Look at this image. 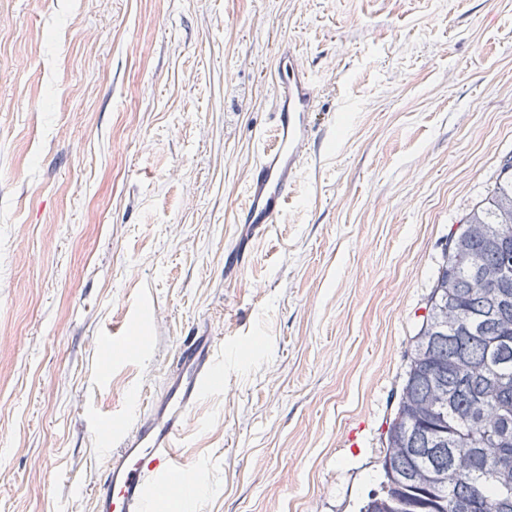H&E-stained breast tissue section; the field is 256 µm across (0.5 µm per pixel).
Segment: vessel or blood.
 <instances>
[{
	"instance_id": "1",
	"label": "vessel or blood",
	"mask_w": 512,
	"mask_h": 512,
	"mask_svg": "<svg viewBox=\"0 0 512 512\" xmlns=\"http://www.w3.org/2000/svg\"><path fill=\"white\" fill-rule=\"evenodd\" d=\"M275 79L277 138L254 166L241 218L260 234L268 231L283 209L319 112L317 88L301 54L291 49L282 52ZM222 385V362L214 337H183L163 392L140 412L132 430L114 440L94 492L95 512H150L154 498L170 493L175 488L176 442L184 420Z\"/></svg>"
}]
</instances>
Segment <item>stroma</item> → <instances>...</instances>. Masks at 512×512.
Wrapping results in <instances>:
<instances>
[{
    "instance_id": "35a3bbf8",
    "label": "stroma",
    "mask_w": 512,
    "mask_h": 512,
    "mask_svg": "<svg viewBox=\"0 0 512 512\" xmlns=\"http://www.w3.org/2000/svg\"><path fill=\"white\" fill-rule=\"evenodd\" d=\"M288 45L324 120L257 236ZM511 157L512 0H0V512H93L202 329L224 387L151 512H357L446 239Z\"/></svg>"
}]
</instances>
